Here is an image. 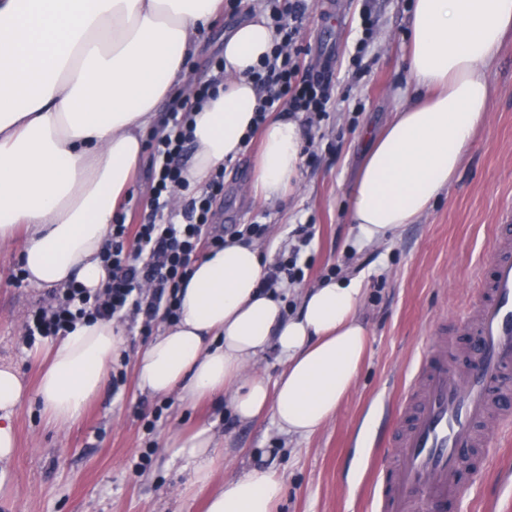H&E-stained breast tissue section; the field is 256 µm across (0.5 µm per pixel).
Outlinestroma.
Masks as SVG:
<instances>
[{
	"instance_id": "35a3bbf8",
	"label": "stroma",
	"mask_w": 512,
	"mask_h": 512,
	"mask_svg": "<svg viewBox=\"0 0 512 512\" xmlns=\"http://www.w3.org/2000/svg\"><path fill=\"white\" fill-rule=\"evenodd\" d=\"M325 2L313 0L297 38L305 63L332 73L334 107L303 140L316 162L302 164L293 194L262 202L247 191L258 151L250 143L224 165L212 222L227 237L243 224L267 225L257 246L270 264L291 250L297 225H313L315 237L303 255L310 268L303 283L289 288L290 310H297L305 289L329 275L365 274L368 295L360 314L371 343L353 392L319 432L287 437L271 417L236 420L221 398L187 405L174 395L141 390L133 359L150 337L140 325L122 321L123 383L104 385L82 415L62 427L46 423L40 400L16 411L18 444L0 486V512H205L208 489L193 486L185 460L169 447L178 433L200 426L212 429L223 454L214 484L254 466L270 467L287 481L274 512H372L369 477L387 458L377 443L395 421L398 396L426 331L448 323L474 297L471 276L490 262L492 227L512 208V32L488 72L494 88L489 120L448 190L392 242L359 250L349 199L371 147L370 132L402 103L412 0H338L335 15L327 18ZM264 10L263 0H245L242 8L225 9L214 19L187 63V81L199 87L217 77L212 63L223 53L225 35L244 13ZM368 11L375 26L367 38L361 20ZM363 38L368 45L357 63L353 57ZM20 249L17 242L0 246V362L11 361L32 385L40 366L27 355L24 324L54 294L11 281ZM472 480L462 512H512V440L494 443L487 470Z\"/></svg>"
}]
</instances>
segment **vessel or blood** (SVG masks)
Here are the masks:
<instances>
[{
	"mask_svg": "<svg viewBox=\"0 0 512 512\" xmlns=\"http://www.w3.org/2000/svg\"><path fill=\"white\" fill-rule=\"evenodd\" d=\"M490 251L461 323L471 339L470 363L453 371L445 330L437 328L398 406L400 452L390 471L376 475L378 512H445L449 502H462L468 485L461 472L485 464L474 450L493 396L504 401L500 428L512 434V217L496 225Z\"/></svg>",
	"mask_w": 512,
	"mask_h": 512,
	"instance_id": "vessel-or-blood-1",
	"label": "vessel or blood"
}]
</instances>
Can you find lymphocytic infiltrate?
I'll return each mask as SVG.
<instances>
[{"label": "lymphocytic infiltrate", "mask_w": 512, "mask_h": 512, "mask_svg": "<svg viewBox=\"0 0 512 512\" xmlns=\"http://www.w3.org/2000/svg\"><path fill=\"white\" fill-rule=\"evenodd\" d=\"M268 7L280 42L252 74L261 92L255 124L264 123L271 112L301 114L309 123L326 117L332 107L331 79L298 63L296 34L306 11L304 0H290L284 8L279 0H268ZM188 118L187 106L173 109L168 133L153 136L150 142L151 212L144 223L129 224L120 217L112 225L102 254L104 266L112 273L106 288L93 293L73 285L56 304L37 307L25 323L27 340L62 335L70 325L85 319L121 320L132 314L141 317L147 327L157 317L178 316V294L188 279L193 256L201 245L219 248L224 244L223 236L208 233L212 199L223 187V173H216L208 191L188 198L181 223L166 224L158 219L169 196L186 186L181 157ZM296 233L297 245L270 268L265 287L285 280L293 284L303 281L300 253L311 245L315 233L303 224Z\"/></svg>", "instance_id": "obj_1"}]
</instances>
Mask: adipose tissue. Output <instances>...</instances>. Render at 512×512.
Here are the masks:
<instances>
[{"label":"adipose tissue","mask_w":512,"mask_h":512,"mask_svg":"<svg viewBox=\"0 0 512 512\" xmlns=\"http://www.w3.org/2000/svg\"><path fill=\"white\" fill-rule=\"evenodd\" d=\"M224 0H0V245L23 236L29 284L103 286L109 228L128 196L146 132L195 54L201 30ZM512 28V0H413L408 24L406 105L397 108L360 169L349 219L359 246L387 242L416 223L447 188L493 96L488 71ZM276 32L245 18L224 40L226 80L194 114V154L184 177L206 184L242 151L258 93L248 77ZM298 122L270 117L260 129L250 193L283 198L301 157ZM259 250L239 239L191 264L178 321L138 351V385L188 404L226 396L233 415H272L301 438L322 429L357 384L370 343L359 310L363 276L306 290L297 314L284 292L263 287ZM125 340L109 321L77 322L49 348L36 388L0 363V481L17 446L14 411L37 397L48 420L80 416L106 383ZM276 352L283 370L254 369ZM193 482L207 485L217 443L202 428L171 442ZM283 475L253 467L224 482L206 512H272Z\"/></svg>","instance_id":"adipose-tissue-1"}]
</instances>
